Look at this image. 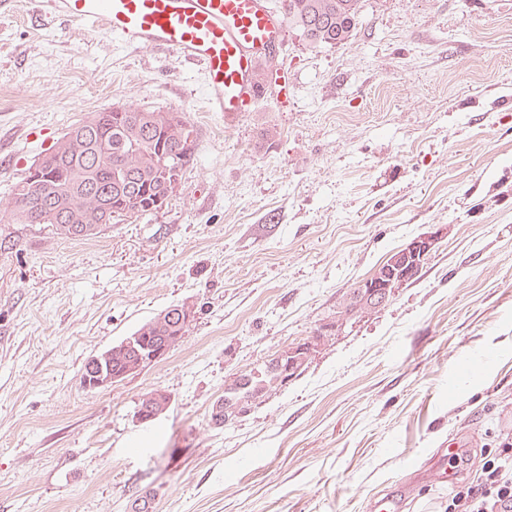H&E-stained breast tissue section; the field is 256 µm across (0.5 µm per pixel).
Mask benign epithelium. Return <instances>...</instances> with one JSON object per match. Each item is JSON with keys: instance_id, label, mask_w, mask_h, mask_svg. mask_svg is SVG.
I'll list each match as a JSON object with an SVG mask.
<instances>
[{"instance_id": "7a95c632", "label": "benign epithelium", "mask_w": 512, "mask_h": 512, "mask_svg": "<svg viewBox=\"0 0 512 512\" xmlns=\"http://www.w3.org/2000/svg\"><path fill=\"white\" fill-rule=\"evenodd\" d=\"M181 153L175 149L165 156L167 160V179L165 182V197H172L178 192L180 181ZM436 237L424 236L414 239L402 249L394 252L389 257V262L381 270H375L369 277L361 280L356 285V290L348 293L343 300L342 310L337 315V320L343 321L352 316L369 310L377 303H385L395 291L405 284V280L419 270L430 251L434 248ZM332 326H325L316 332L307 343L285 347L266 366L264 373L254 372L248 377H240L234 381L236 386L252 384L254 388L245 397L237 400L231 407L226 408L225 413H235L240 408L258 402L259 397L267 393L270 387L277 384L285 385L296 377L306 364L312 351L317 348L324 339L331 335ZM181 337L174 336L168 343L159 349H155L140 356L133 363L127 374L141 371L161 361L169 352L170 347L178 343Z\"/></svg>"}]
</instances>
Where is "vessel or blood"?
I'll list each match as a JSON object with an SVG mask.
<instances>
[{"mask_svg":"<svg viewBox=\"0 0 512 512\" xmlns=\"http://www.w3.org/2000/svg\"><path fill=\"white\" fill-rule=\"evenodd\" d=\"M42 15L85 25L124 44L178 55L204 71L209 112L235 122L261 98L255 67L282 42L285 17L267 0H38ZM453 448L417 471L439 484L452 479Z\"/></svg>","mask_w":512,"mask_h":512,"instance_id":"b4317fda","label":"vessel or blood"}]
</instances>
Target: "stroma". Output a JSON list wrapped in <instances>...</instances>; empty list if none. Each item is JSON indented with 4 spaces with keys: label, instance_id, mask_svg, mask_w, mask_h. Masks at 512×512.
I'll return each mask as SVG.
<instances>
[{
    "label": "stroma",
    "instance_id": "1",
    "mask_svg": "<svg viewBox=\"0 0 512 512\" xmlns=\"http://www.w3.org/2000/svg\"><path fill=\"white\" fill-rule=\"evenodd\" d=\"M259 81L228 127L200 65L35 0L0 14V210L94 113L180 112L196 139L156 212L88 239L0 220V512H128L144 488L156 512H367L449 440L460 480L512 441V0H363L341 44L286 29ZM422 235L417 280L210 424L227 384ZM183 302L200 314L163 360L81 385L91 355ZM155 390L165 413L137 422Z\"/></svg>",
    "mask_w": 512,
    "mask_h": 512
}]
</instances>
